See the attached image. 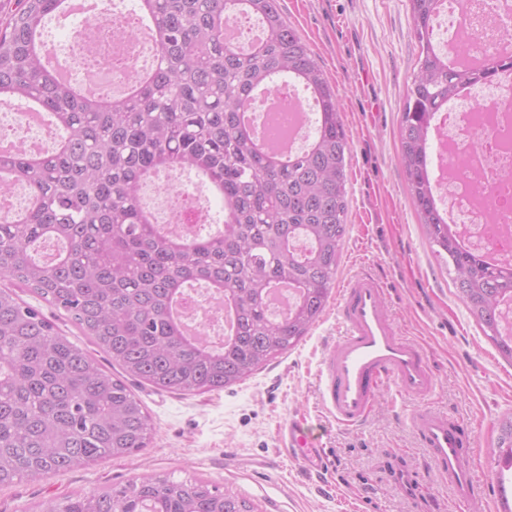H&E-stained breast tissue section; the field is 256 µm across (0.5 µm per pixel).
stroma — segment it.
I'll use <instances>...</instances> for the list:
<instances>
[{"label":"stroma","instance_id":"obj_1","mask_svg":"<svg viewBox=\"0 0 512 512\" xmlns=\"http://www.w3.org/2000/svg\"><path fill=\"white\" fill-rule=\"evenodd\" d=\"M334 87L350 140L349 232L336 276L366 267L384 282L385 302L437 373L431 407L480 433L476 469L485 483L479 512H499L489 450L512 413V361L505 359L459 297L413 208L400 164L399 125L418 60L409 0H279ZM342 334L335 302L300 344L229 388L173 393L132 390L150 416L146 448L122 458L0 487V512H42L71 492L95 493L144 475L203 478L229 486L257 512H448V486L409 425L419 401L381 391L356 429L338 426L321 397L325 356ZM303 417L316 428L321 460L290 458L279 428ZM418 474L414 497L397 474Z\"/></svg>","mask_w":512,"mask_h":512}]
</instances>
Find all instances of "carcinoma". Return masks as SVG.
<instances>
[{
	"mask_svg": "<svg viewBox=\"0 0 512 512\" xmlns=\"http://www.w3.org/2000/svg\"><path fill=\"white\" fill-rule=\"evenodd\" d=\"M60 0H14L0 18V99L40 109L60 136L52 150L0 152V189L19 181L27 206L0 222V486L40 480L147 447L151 424L126 381L55 332L17 291L73 321L132 379L170 392H211L295 348L326 309L348 234L350 144L338 97L278 0H137L157 35L154 67L130 89L81 93L42 54ZM417 70L399 128L411 202L460 297L512 359V265L469 250L440 213L429 172L435 113L465 87L512 72L511 57L448 66L432 43L442 0H410ZM261 20L247 53L225 41L224 15ZM280 80L315 101L316 133L288 158L255 147L241 110ZM165 169L195 173L224 201L221 226L172 236L139 198ZM203 283L237 320L218 345L184 334L177 295ZM286 283L297 302L271 315ZM496 448L512 461V415ZM46 512H256L229 487L146 477L72 494Z\"/></svg>",
	"mask_w": 512,
	"mask_h": 512,
	"instance_id": "1",
	"label": "carcinoma"
}]
</instances>
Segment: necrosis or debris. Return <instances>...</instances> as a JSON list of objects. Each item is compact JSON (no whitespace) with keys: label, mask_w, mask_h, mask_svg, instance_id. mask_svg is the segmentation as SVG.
<instances>
[{"label":"necrosis or debris","mask_w":512,"mask_h":512,"mask_svg":"<svg viewBox=\"0 0 512 512\" xmlns=\"http://www.w3.org/2000/svg\"><path fill=\"white\" fill-rule=\"evenodd\" d=\"M93 23L123 34L125 63L119 73L102 68L101 45L73 36L58 63L65 73L95 72L113 87L138 81L153 64L156 46L150 31L133 20L132 11L115 0H98ZM445 51L487 61L512 52V0H447L436 16ZM11 116L12 142L36 153L50 150L57 130L35 122L29 110L13 101L0 102ZM430 135L438 146L430 156V173L439 209L469 248L496 262L512 264V73L502 72L481 91L465 88L436 113ZM157 224L182 235L209 223L212 214L197 186L183 173H163L150 185Z\"/></svg>","instance_id":"4bbe7bcc"}]
</instances>
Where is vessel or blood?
<instances>
[{"label":"vessel or blood","mask_w":512,"mask_h":512,"mask_svg":"<svg viewBox=\"0 0 512 512\" xmlns=\"http://www.w3.org/2000/svg\"><path fill=\"white\" fill-rule=\"evenodd\" d=\"M384 293L382 281L365 271L345 281L339 292L336 311L345 331L325 357L321 373L323 401L338 425L364 422L385 386L423 403L435 390L437 377L422 347L397 328ZM410 421L456 501L468 504L477 499L483 487L475 477L474 431L448 412L425 404ZM281 437L294 458L315 445L303 418L289 419Z\"/></svg>","instance_id":"obj_1"}]
</instances>
